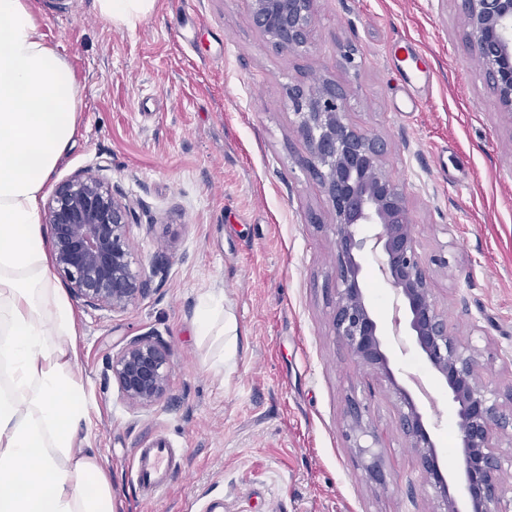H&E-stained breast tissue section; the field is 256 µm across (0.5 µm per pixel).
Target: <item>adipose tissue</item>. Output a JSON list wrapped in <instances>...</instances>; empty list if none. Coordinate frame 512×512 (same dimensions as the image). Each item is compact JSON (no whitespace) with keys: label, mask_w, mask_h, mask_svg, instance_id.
I'll use <instances>...</instances> for the list:
<instances>
[{"label":"adipose tissue","mask_w":512,"mask_h":512,"mask_svg":"<svg viewBox=\"0 0 512 512\" xmlns=\"http://www.w3.org/2000/svg\"><path fill=\"white\" fill-rule=\"evenodd\" d=\"M155 2L96 0L103 21L128 28ZM79 100L31 0H0V512H115L90 445L75 308L52 272L41 223Z\"/></svg>","instance_id":"obj_1"}]
</instances>
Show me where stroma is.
Wrapping results in <instances>:
<instances>
[{
	"instance_id": "obj_1",
	"label": "stroma",
	"mask_w": 512,
	"mask_h": 512,
	"mask_svg": "<svg viewBox=\"0 0 512 512\" xmlns=\"http://www.w3.org/2000/svg\"><path fill=\"white\" fill-rule=\"evenodd\" d=\"M36 5L81 89L78 130L52 185L97 171L137 213V262L165 261L125 311L74 304L92 445L116 512H436L392 388L335 335L334 217L286 90L335 79L350 119L387 142L435 302L478 352L484 380L512 393V120L466 40L462 0H316L310 42L296 50L268 43L249 0H156L133 28L105 23L95 0ZM362 263L390 366L404 387L426 386L419 406L458 495L448 392L393 336L394 291L374 255ZM211 297L237 327L226 360L220 341L194 331ZM149 334L169 353V385L135 408L107 362ZM352 398L375 426L386 487L367 482L344 436ZM156 438L176 448L177 469L148 501L130 472L136 449Z\"/></svg>"
}]
</instances>
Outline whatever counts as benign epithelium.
I'll use <instances>...</instances> for the list:
<instances>
[{
	"label": "benign epithelium",
	"mask_w": 512,
	"mask_h": 512,
	"mask_svg": "<svg viewBox=\"0 0 512 512\" xmlns=\"http://www.w3.org/2000/svg\"><path fill=\"white\" fill-rule=\"evenodd\" d=\"M315 0H250L253 24L279 49H299L315 26ZM466 38L486 68L501 113L512 119V0H463ZM288 101L305 139L308 167L335 216L336 298L333 326L354 361L385 378L399 401L398 424L434 489L437 512H508L501 494L496 435L512 427L498 388L485 382L474 350L463 344L433 298L428 267L417 249L413 209L405 188L385 168L386 143L348 119L347 94L330 78L288 87ZM136 211L97 173L81 171L56 188L44 211L55 270L71 293L92 309L124 311L152 290L134 261L128 234ZM364 226L372 227L368 235ZM378 270L397 301L394 326L406 336L456 408L462 448L463 496L449 493L424 414L400 385L382 348V325L368 304L361 260ZM125 400L145 408L167 391L170 359L151 335L130 339L108 363ZM346 437L368 480L386 485L380 441L359 404L349 399Z\"/></svg>",
	"instance_id": "benign-epithelium-1"
}]
</instances>
